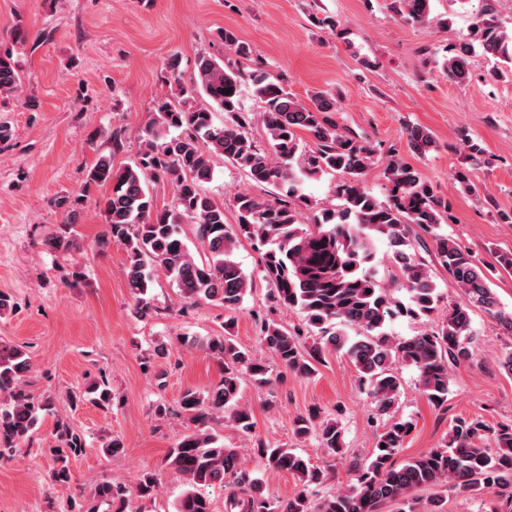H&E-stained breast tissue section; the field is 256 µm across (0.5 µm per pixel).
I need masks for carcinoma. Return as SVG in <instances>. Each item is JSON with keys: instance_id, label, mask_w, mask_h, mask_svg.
<instances>
[{"instance_id": "cac0c4a2", "label": "carcinoma", "mask_w": 512, "mask_h": 512, "mask_svg": "<svg viewBox=\"0 0 512 512\" xmlns=\"http://www.w3.org/2000/svg\"><path fill=\"white\" fill-rule=\"evenodd\" d=\"M432 0H394L400 16L412 22H431ZM469 36L442 62L443 73L456 82L469 77V57L474 49L495 61L493 75H512V30L495 18L494 0H482ZM224 49L251 64V71L229 67L210 55L195 62L194 80L181 82L178 60L169 63L176 86L175 96L157 102L154 118L141 135L139 160L114 167L112 158L100 157L89 171L90 184L112 186L104 198L107 231L97 247L104 251L112 241L126 247L128 287L140 318L153 314L146 298L154 277L161 273L176 285L187 303L218 302L234 312L252 288V277L234 259L237 243L244 238L264 250L262 277L272 289L280 308L299 312L308 333L319 337L309 345L299 331H290L265 315L258 318L259 342L275 355L288 372L308 377L315 364L332 352L344 353L354 366L359 382L369 391L377 414L394 417L399 408L401 379L395 365L415 368L416 384L428 402L440 408L448 402L451 368L473 355V309L483 310L496 321L497 329L512 335V311L501 307L491 287L490 271L469 250L440 232L448 207L421 173L404 161L397 150L378 157L336 123L342 111L340 100L326 90L298 99L280 80L270 75L262 61L253 58L250 46L233 30L221 32ZM249 78L254 95L264 103L256 114L242 111L241 82ZM22 87L16 62L0 53V96H15ZM206 97L210 107H192L195 97ZM224 113L216 121L214 110ZM261 123L267 146L252 139L250 129ZM179 134L163 138L165 131ZM312 146H307L303 137ZM408 146L417 155L431 151L436 141L431 132L415 126L407 130ZM468 167L454 178L468 193L478 192L469 171L489 164L485 149L463 142ZM244 169L256 184L280 188L286 199H260L247 191L234 195L238 224L224 223V207L203 192L213 179L212 159ZM382 166L389 184L386 200L372 195L364 176ZM332 171L342 175L336 184L338 208L321 207L302 193L304 179ZM173 185L175 204L158 208L149 185L157 180ZM297 198L306 212L288 203ZM190 224L201 252L193 253L182 235ZM434 242L433 263L448 272L467 304L448 305L430 332L402 338L389 326L399 316L419 318L437 311L440 299L433 269L419 251H428L422 235ZM388 242L397 274L392 283L376 278L371 262L375 241ZM52 251L70 254L76 240L65 232L45 241ZM408 295L404 303L394 290ZM232 320L224 322V334L205 339L182 337L188 348L200 349L224 368L220 381L206 393L186 391L180 402L182 414L193 424L169 455L170 466L186 489L174 505L175 512H213L207 490H226L225 512H384L391 504L414 505V493L427 489L478 492L493 488L504 496L512 512V426L493 425L481 418H458L441 444L400 465L393 462L411 429L407 421L384 425L377 433L372 455L353 466L356 486L324 498L316 510L308 507V489L323 484L327 471L288 447H261L259 456L272 471H284L297 479L299 490L285 503L265 494V486L244 467L236 448L208 430L216 414L238 430L254 427L250 410L239 405L244 377L267 383L265 359L238 345L232 335ZM355 330L350 336L348 330ZM30 369L29 357L17 347L0 348V460L9 458L32 438L38 412L49 402L30 395L23 377ZM293 434L298 439L315 438L333 454L343 449L338 422L310 411L295 418ZM54 436L73 456L85 451L83 436L64 423ZM160 489V479L144 473L136 484L138 496L151 498ZM107 512H124L125 490L109 481L96 487Z\"/></svg>"}]
</instances>
